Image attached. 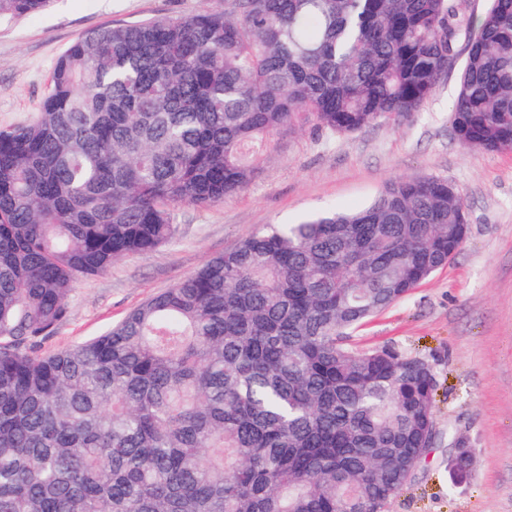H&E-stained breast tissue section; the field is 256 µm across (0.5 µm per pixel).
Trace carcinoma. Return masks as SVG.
Segmentation results:
<instances>
[{
  "label": "carcinoma",
  "mask_w": 512,
  "mask_h": 512,
  "mask_svg": "<svg viewBox=\"0 0 512 512\" xmlns=\"http://www.w3.org/2000/svg\"><path fill=\"white\" fill-rule=\"evenodd\" d=\"M226 0L79 35L0 129V512H387L432 447L425 360L351 333L464 242L456 188L250 235L93 340L37 345L80 278L249 185L247 147L410 116L467 39L451 123L512 150V0ZM47 0H0V17Z\"/></svg>",
  "instance_id": "cac0c4a2"
}]
</instances>
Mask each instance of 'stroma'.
Segmentation results:
<instances>
[{
  "instance_id": "1",
  "label": "stroma",
  "mask_w": 512,
  "mask_h": 512,
  "mask_svg": "<svg viewBox=\"0 0 512 512\" xmlns=\"http://www.w3.org/2000/svg\"><path fill=\"white\" fill-rule=\"evenodd\" d=\"M223 7L224 0H49L35 13L1 17L0 129L36 116L57 57L79 34ZM456 93L452 70L408 119L336 135L303 123L277 135L243 191L207 208H178L172 241L79 279L66 319L40 352L99 336L269 225L331 208L360 209L401 178L448 181L465 206L463 246L412 294L358 329L353 343L423 358L437 381L436 440L388 512H512V151L471 149L457 140L450 120ZM460 444L473 452L463 477L448 465Z\"/></svg>"
}]
</instances>
